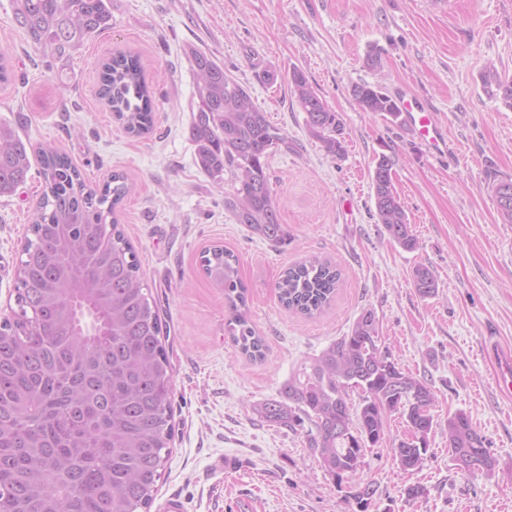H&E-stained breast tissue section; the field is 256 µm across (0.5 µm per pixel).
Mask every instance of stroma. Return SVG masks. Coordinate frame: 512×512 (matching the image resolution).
Listing matches in <instances>:
<instances>
[{
	"instance_id": "obj_1",
	"label": "stroma",
	"mask_w": 512,
	"mask_h": 512,
	"mask_svg": "<svg viewBox=\"0 0 512 512\" xmlns=\"http://www.w3.org/2000/svg\"><path fill=\"white\" fill-rule=\"evenodd\" d=\"M110 10L108 28L58 57L34 47L11 0H0V51L16 72L0 85V121L33 148L65 152L87 183L118 173L129 187L115 217L160 306L172 369L175 438L151 512L172 496L185 512H512V387L497 356L512 352V224L492 192L493 179H512V109L482 82L490 64L512 77V0H111ZM191 46L222 63L294 144L267 160L284 244L236 223L224 208L229 184L196 163ZM128 51L146 63L155 99L154 128L142 138L126 134L97 96L99 61ZM296 69L338 112L342 155L310 134L291 92ZM363 83L415 95L437 114L450 153L431 155L398 120L362 111L352 89ZM383 155L418 238L413 251L377 220L371 177ZM42 188L33 170L0 197V315L14 303ZM216 243L238 256L250 287L267 345L260 361L231 343L224 297L202 272ZM311 255L331 260L341 279L330 306L306 318L281 306L276 285ZM420 265L437 280L433 297L413 286ZM367 308L399 366L431 380L434 425L422 469H399L392 442L405 426L394 417L357 477L338 482L302 435L260 424L250 406L277 397ZM458 410L485 437L493 473L465 472L449 453L445 421ZM222 457L231 467L216 468ZM364 482L375 494L362 511L352 494ZM412 485L423 495L408 497Z\"/></svg>"
}]
</instances>
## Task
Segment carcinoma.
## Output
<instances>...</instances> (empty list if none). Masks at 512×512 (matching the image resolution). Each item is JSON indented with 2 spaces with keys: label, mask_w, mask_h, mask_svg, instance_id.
Segmentation results:
<instances>
[{
  "label": "carcinoma",
  "mask_w": 512,
  "mask_h": 512,
  "mask_svg": "<svg viewBox=\"0 0 512 512\" xmlns=\"http://www.w3.org/2000/svg\"><path fill=\"white\" fill-rule=\"evenodd\" d=\"M11 2L32 44L58 56L81 47L111 19V0ZM188 56L196 76L188 135L199 168L218 184L230 175L224 209L237 223L284 243L288 233L270 191L267 159L293 150L292 142L223 65L193 47ZM291 85L311 135L327 154L341 155L338 114L301 71L292 72ZM484 89L512 109V79L490 67ZM352 95L365 112L398 117L394 100L376 87L356 85ZM99 96L127 133L152 131L153 96L139 56L118 52L102 61ZM33 156L44 190L17 269L16 309L0 318V512H150L174 438L172 385L159 307L140 277L136 249L116 222H107L128 189L118 174L100 188L87 184L57 148L33 152L0 122V196L27 180ZM372 184L378 223L397 245L416 249L385 155ZM492 190L511 224L512 180ZM201 262L229 304L231 341L249 359H262L266 342L251 322L237 257L215 244ZM339 279L329 261L311 258L284 271L278 297L285 308L312 316L330 304ZM413 284L423 297L437 288L425 267L415 269ZM435 405L432 383L399 367L381 346L374 311L365 309L347 334L298 368L278 398L254 404L252 412L263 424L302 434L321 467L341 482L381 446L393 413L415 426L394 444L395 459L404 471L422 468ZM446 426L448 451L462 470H474L478 461L494 471L486 439L465 412L448 415Z\"/></svg>",
  "instance_id": "1"
}]
</instances>
